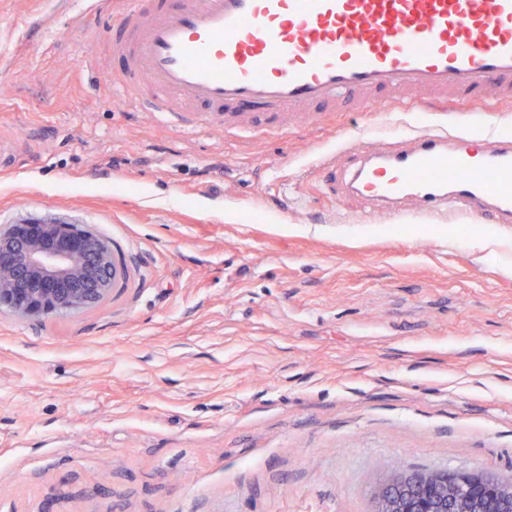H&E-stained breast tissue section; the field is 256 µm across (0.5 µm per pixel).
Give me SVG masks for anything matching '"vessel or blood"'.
I'll list each match as a JSON object with an SVG mask.
<instances>
[{
	"label": "vessel or blood",
	"mask_w": 512,
	"mask_h": 512,
	"mask_svg": "<svg viewBox=\"0 0 512 512\" xmlns=\"http://www.w3.org/2000/svg\"><path fill=\"white\" fill-rule=\"evenodd\" d=\"M124 95L190 129L287 130L299 113L414 91L445 105L512 99V0H123L105 32ZM197 107L194 115L185 105ZM366 208L512 223V132L410 130L318 162Z\"/></svg>",
	"instance_id": "1"
}]
</instances>
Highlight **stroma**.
<instances>
[{
	"instance_id": "35a3bbf8",
	"label": "stroma",
	"mask_w": 512,
	"mask_h": 512,
	"mask_svg": "<svg viewBox=\"0 0 512 512\" xmlns=\"http://www.w3.org/2000/svg\"><path fill=\"white\" fill-rule=\"evenodd\" d=\"M90 8L0 0V228L88 225L134 277L0 312V512H374L400 472L511 484L512 224H363L326 196L317 157L403 133L378 102L179 131L113 95Z\"/></svg>"
}]
</instances>
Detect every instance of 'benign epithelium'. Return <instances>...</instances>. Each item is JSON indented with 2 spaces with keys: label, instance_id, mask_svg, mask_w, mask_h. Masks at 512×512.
<instances>
[{
  "label": "benign epithelium",
  "instance_id": "1",
  "mask_svg": "<svg viewBox=\"0 0 512 512\" xmlns=\"http://www.w3.org/2000/svg\"><path fill=\"white\" fill-rule=\"evenodd\" d=\"M112 289V248L78 224L28 221L0 231V311L38 319L98 304ZM512 512V487L484 476L405 473L375 512Z\"/></svg>",
  "mask_w": 512,
  "mask_h": 512
}]
</instances>
